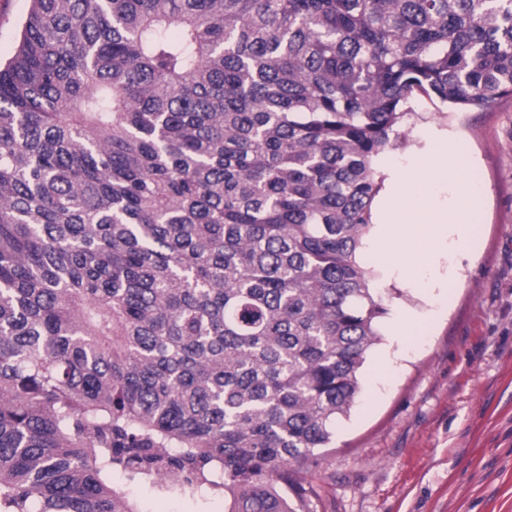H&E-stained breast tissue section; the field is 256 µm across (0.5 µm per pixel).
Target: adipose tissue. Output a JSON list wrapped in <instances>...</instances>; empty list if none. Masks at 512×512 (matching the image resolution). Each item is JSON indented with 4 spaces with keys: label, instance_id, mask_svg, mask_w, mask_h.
I'll list each match as a JSON object with an SVG mask.
<instances>
[{
    "label": "adipose tissue",
    "instance_id": "adipose-tissue-1",
    "mask_svg": "<svg viewBox=\"0 0 512 512\" xmlns=\"http://www.w3.org/2000/svg\"><path fill=\"white\" fill-rule=\"evenodd\" d=\"M420 168L429 181H452L460 184L461 189L452 210L409 209L404 205V198L419 192L420 184L411 173L389 169L387 189L379 201L382 220L373 238V247L380 257L399 261L400 271L406 274L431 261L436 242L448 234H455L459 251L469 250L471 243L468 221L472 214L473 191L465 184L464 162L455 146L448 144L427 154ZM407 224L417 225V234L406 236L403 227Z\"/></svg>",
    "mask_w": 512,
    "mask_h": 512
}]
</instances>
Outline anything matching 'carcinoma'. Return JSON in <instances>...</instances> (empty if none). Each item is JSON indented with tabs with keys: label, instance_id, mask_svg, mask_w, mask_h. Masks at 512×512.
Segmentation results:
<instances>
[{
	"label": "carcinoma",
	"instance_id": "cac0c4a2",
	"mask_svg": "<svg viewBox=\"0 0 512 512\" xmlns=\"http://www.w3.org/2000/svg\"><path fill=\"white\" fill-rule=\"evenodd\" d=\"M0 64V512H311L388 314L413 103L512 95V0H30Z\"/></svg>",
	"mask_w": 512,
	"mask_h": 512
}]
</instances>
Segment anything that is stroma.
Listing matches in <instances>:
<instances>
[{
  "instance_id": "1",
  "label": "stroma",
  "mask_w": 512,
  "mask_h": 512,
  "mask_svg": "<svg viewBox=\"0 0 512 512\" xmlns=\"http://www.w3.org/2000/svg\"><path fill=\"white\" fill-rule=\"evenodd\" d=\"M414 109L407 144L378 167L412 168L431 130L452 136L480 188L476 248L449 254L435 301L363 254L388 313L360 396L305 475L314 512H512V95Z\"/></svg>"
}]
</instances>
